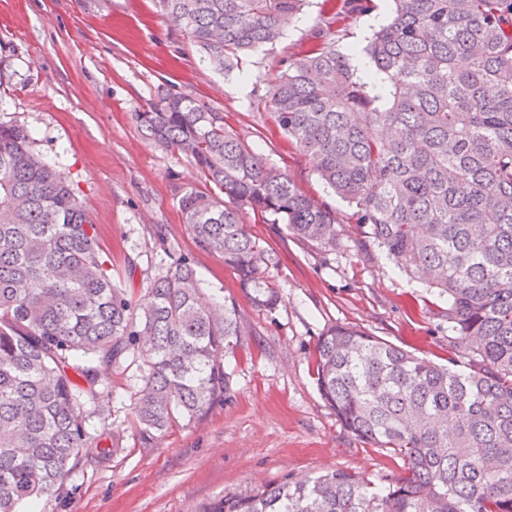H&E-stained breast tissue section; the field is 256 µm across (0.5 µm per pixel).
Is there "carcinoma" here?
<instances>
[{"instance_id":"cac0c4a2","label":"carcinoma","mask_w":512,"mask_h":512,"mask_svg":"<svg viewBox=\"0 0 512 512\" xmlns=\"http://www.w3.org/2000/svg\"><path fill=\"white\" fill-rule=\"evenodd\" d=\"M209 68L283 37L304 0H158ZM336 0L316 42L269 89L282 132L355 205L367 238L448 297V328L472 354L459 372L355 326L318 339L316 385L344 429L407 462L375 487L333 470L226 494L204 512H512V0H392L359 75L326 40L355 13ZM141 130L189 158L212 191L180 199L197 243L224 257L252 302L279 294L277 264L245 230L248 207L311 246H336V214L224 127V113L158 89ZM0 123V512L49 495L84 458L111 453L86 427L103 372L142 359L134 406L152 441L224 400L245 328L182 257L147 284L112 276L73 188ZM146 356H140L142 347Z\"/></svg>"}]
</instances>
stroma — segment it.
Wrapping results in <instances>:
<instances>
[{"label":"stroma","mask_w":512,"mask_h":512,"mask_svg":"<svg viewBox=\"0 0 512 512\" xmlns=\"http://www.w3.org/2000/svg\"><path fill=\"white\" fill-rule=\"evenodd\" d=\"M369 6L337 28L339 52L364 47L386 20L388 0ZM328 10L327 0H306L280 42L245 57L239 74L222 76L200 61L156 0H0V123L25 125L34 153L73 186L115 279L130 280L142 304L147 281L189 257L209 293L235 301L247 330L229 364L225 400L150 443L133 420L138 365L105 372L88 426L116 436L117 452L83 459L59 490L25 503L26 512H204L224 494L248 495L287 475L344 470L376 485L405 475L400 456L356 439L322 398L314 376L319 336L334 325L356 326L463 371L471 356L448 328L447 298L368 242L354 205L323 184L274 121L266 92ZM161 86L223 110L228 131L303 193L335 207L330 249L242 209L250 235L278 256L262 272L280 296L275 309L255 308L237 271L199 247L183 223L180 199L204 189V179L190 159L147 139L135 120ZM131 259L137 272L130 278Z\"/></svg>","instance_id":"stroma-1"}]
</instances>
